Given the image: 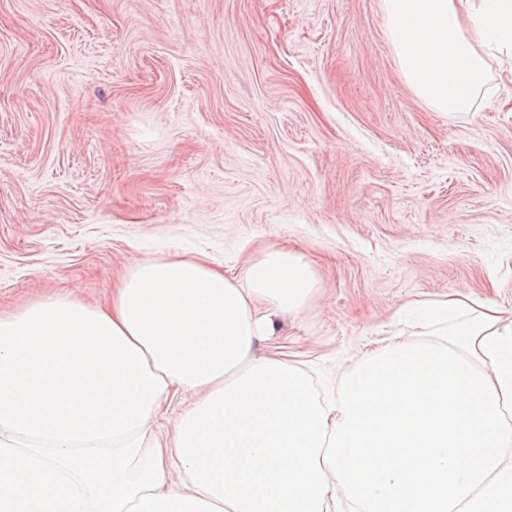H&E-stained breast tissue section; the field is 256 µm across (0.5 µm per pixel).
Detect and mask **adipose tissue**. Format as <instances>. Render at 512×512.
<instances>
[{
    "instance_id": "1",
    "label": "adipose tissue",
    "mask_w": 512,
    "mask_h": 512,
    "mask_svg": "<svg viewBox=\"0 0 512 512\" xmlns=\"http://www.w3.org/2000/svg\"><path fill=\"white\" fill-rule=\"evenodd\" d=\"M412 91L467 112L487 80L478 45L512 50V0H382ZM315 286L285 248L243 277L207 259L136 265L98 306L144 352L164 407L195 401L162 442L179 485L122 512H502L512 506V314L467 296L420 304L428 339L381 347L316 396L304 371L256 342Z\"/></svg>"
}]
</instances>
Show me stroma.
<instances>
[{
    "label": "stroma",
    "mask_w": 512,
    "mask_h": 512,
    "mask_svg": "<svg viewBox=\"0 0 512 512\" xmlns=\"http://www.w3.org/2000/svg\"><path fill=\"white\" fill-rule=\"evenodd\" d=\"M482 54L485 93L444 113L381 0H0V315L285 246L316 286L255 351L323 396L415 340L416 301L511 311L512 56Z\"/></svg>",
    "instance_id": "35a3bbf8"
}]
</instances>
